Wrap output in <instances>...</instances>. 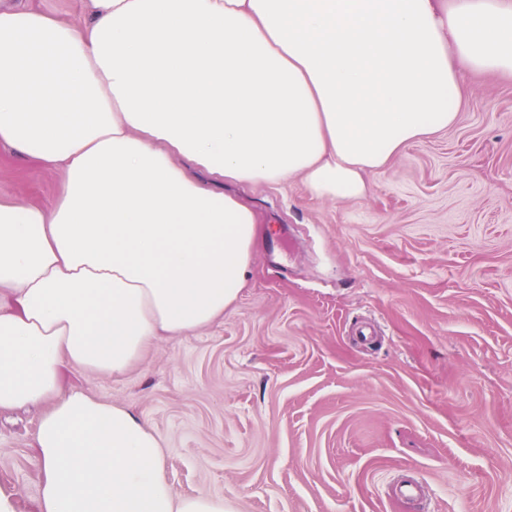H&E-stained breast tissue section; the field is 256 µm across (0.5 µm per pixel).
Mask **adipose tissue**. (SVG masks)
<instances>
[{
    "instance_id": "obj_1",
    "label": "adipose tissue",
    "mask_w": 512,
    "mask_h": 512,
    "mask_svg": "<svg viewBox=\"0 0 512 512\" xmlns=\"http://www.w3.org/2000/svg\"><path fill=\"white\" fill-rule=\"evenodd\" d=\"M467 71L512 76V0H0V148L61 178L0 197V411H39L37 512H228L65 373L222 320L267 232L238 187L364 198L455 124Z\"/></svg>"
}]
</instances>
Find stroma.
Returning a JSON list of instances; mask_svg holds the SVG:
<instances>
[{
  "mask_svg": "<svg viewBox=\"0 0 512 512\" xmlns=\"http://www.w3.org/2000/svg\"><path fill=\"white\" fill-rule=\"evenodd\" d=\"M456 124L350 202L245 189L273 228L222 321L68 385L165 442L173 490L229 512H512V82L469 76ZM59 176L0 151V195ZM368 338H360V331ZM36 411L0 417V492L34 512ZM422 488L399 500L404 478Z\"/></svg>",
  "mask_w": 512,
  "mask_h": 512,
  "instance_id": "obj_1",
  "label": "stroma"
}]
</instances>
